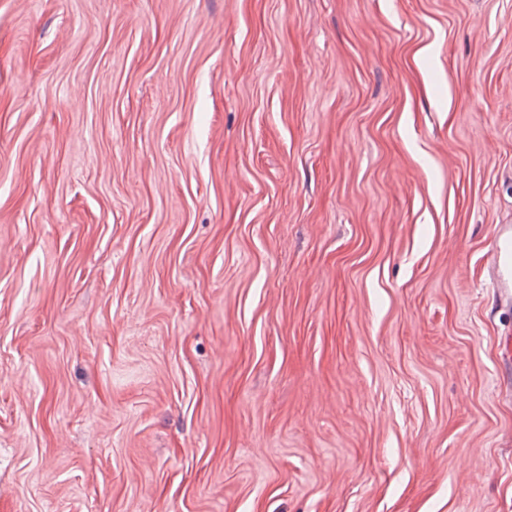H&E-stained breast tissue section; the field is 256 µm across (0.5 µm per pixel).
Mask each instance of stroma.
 <instances>
[{
    "instance_id": "35a3bbf8",
    "label": "stroma",
    "mask_w": 512,
    "mask_h": 512,
    "mask_svg": "<svg viewBox=\"0 0 512 512\" xmlns=\"http://www.w3.org/2000/svg\"><path fill=\"white\" fill-rule=\"evenodd\" d=\"M512 0H0V512H512ZM492 284L498 292L512 288V225H499L493 237L491 251Z\"/></svg>"
}]
</instances>
